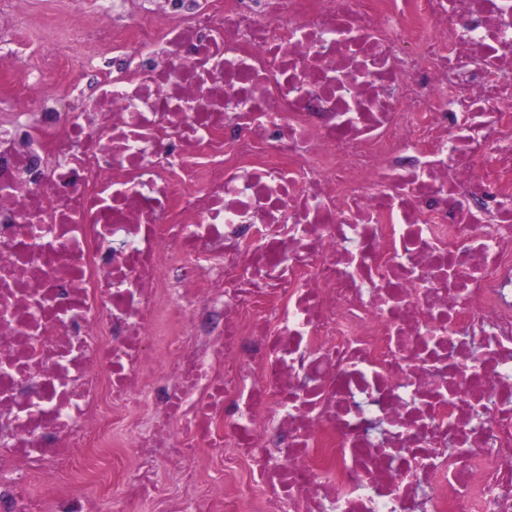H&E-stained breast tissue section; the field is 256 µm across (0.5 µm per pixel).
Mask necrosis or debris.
<instances>
[{
  "label": "necrosis or debris",
  "instance_id": "obj_1",
  "mask_svg": "<svg viewBox=\"0 0 512 512\" xmlns=\"http://www.w3.org/2000/svg\"><path fill=\"white\" fill-rule=\"evenodd\" d=\"M99 13L0 79V512H512V0Z\"/></svg>",
  "mask_w": 512,
  "mask_h": 512
}]
</instances>
